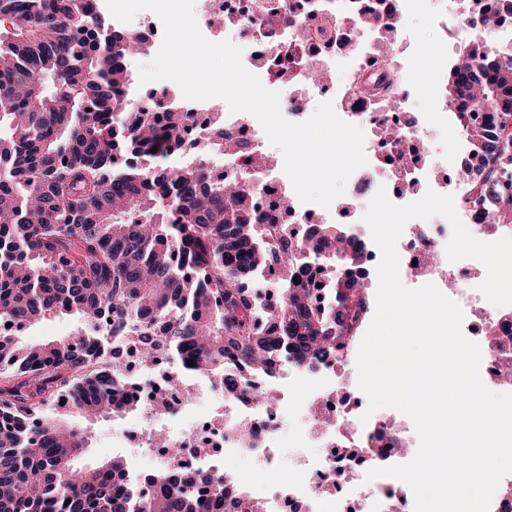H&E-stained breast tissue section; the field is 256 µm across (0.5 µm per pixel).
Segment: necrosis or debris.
I'll return each instance as SVG.
<instances>
[{"label":"necrosis or debris","instance_id":"4bbe7bcc","mask_svg":"<svg viewBox=\"0 0 512 512\" xmlns=\"http://www.w3.org/2000/svg\"><path fill=\"white\" fill-rule=\"evenodd\" d=\"M257 0H195V16L201 33L214 42L229 40L241 47L242 64L252 74H259L255 59L260 49L257 41ZM377 0H288L291 16L309 31H317L324 19L342 16L343 12H375ZM353 39L360 48L351 50L344 74H336L335 47L318 53L319 69L335 73L327 83L311 80L308 73L286 77L280 88V105L285 111H298L300 104L312 99H329L342 120L365 127L363 150L366 165L350 176L353 193L358 201L355 209L338 206L326 208L324 223L342 225L352 234L361 233L363 215L378 189H385L390 200L406 192L408 184H416L420 193L434 191L453 195L455 208L463 223L469 224L476 239L488 238L487 230L475 227L474 216L491 212L496 198L487 193L475 197L470 183L456 179L453 170L432 162L418 161L402 170L382 165L385 135L402 140L428 138L431 133L447 135V87H440L436 105L441 122L439 130L428 125L413 128L407 123L404 107L417 95L414 85H403L400 103L388 106L383 98L367 96L357 89L359 77L366 75L382 49L381 38H369L367 29L356 27ZM186 111L193 118L184 131L181 142L172 153L180 159L201 162L213 180L240 178L242 152L264 150V137L259 123L239 112H220L211 101H185ZM231 131L237 143L233 152L202 153L216 125ZM259 208L270 217L278 236L299 238L303 226L316 210L315 205L301 203L287 175L268 180L257 198ZM451 234L448 221L435 216L423 224H405L397 241L402 281L423 285L434 284L462 309L464 335L475 343H483L486 323L512 319V305L496 306L479 292L480 276L472 271V260L449 263L446 245ZM129 369L123 375L124 394L146 402L152 400L164 381V371H146L136 363L132 347L121 352ZM339 370L324 365L314 372L302 374L297 385L291 386L286 404L259 405L250 397L226 396L223 389L211 386V396L223 399L227 413L224 419H207L198 407L187 405L183 395L172 400L179 412L178 428L169 432V447L160 448L146 438L147 413L130 415L122 430L121 440L131 448L126 457L128 476L136 482L142 496L156 495L154 485L142 482L140 470L150 466L171 467L185 471H223L222 451L237 457L260 461L271 468L277 464V451L294 449L287 482H271L250 477H238L240 491L260 512H414V503L405 497L391 498L390 490L397 485L394 477L367 480L370 469L404 463V450L418 447L419 438L413 427L398 422L391 414L367 415L362 399L345 402L338 398L336 385Z\"/></svg>","mask_w":512,"mask_h":512}]
</instances>
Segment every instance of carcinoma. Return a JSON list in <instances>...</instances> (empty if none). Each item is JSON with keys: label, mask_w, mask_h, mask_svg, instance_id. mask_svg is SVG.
<instances>
[{"label": "carcinoma", "mask_w": 512, "mask_h": 512, "mask_svg": "<svg viewBox=\"0 0 512 512\" xmlns=\"http://www.w3.org/2000/svg\"><path fill=\"white\" fill-rule=\"evenodd\" d=\"M261 17L259 35L273 51L262 69L276 79L291 67L317 72L308 37H281L288 11L272 0ZM489 18L459 21L476 33ZM318 39L321 49L341 45L343 30L322 28ZM143 45L110 31L82 0H0V323L57 313L112 319V330L98 332L102 349L89 354L71 338L24 344L0 334V512H210L212 504L248 512L226 474H148L159 489L153 499L112 485L126 464L77 465L90 438L65 416L125 410L113 350L125 334L136 337L144 366L166 360L182 373H208L235 396L248 383L224 369L228 355L251 372L271 373L279 362L340 365L370 314L360 237L317 225L338 264L323 278L297 270L305 240L266 239L250 186L213 182L201 164H167L189 119L174 90L161 92L166 112L128 122V61ZM368 82L393 99L392 59L379 58ZM448 104L479 142L461 173L479 194L498 190L500 170L512 168V53L471 37L448 80ZM477 221L512 224V196ZM272 267L280 299L264 327L253 278ZM61 398L69 399L62 416L47 414ZM200 483L209 486L202 503Z\"/></svg>", "instance_id": "1"}]
</instances>
